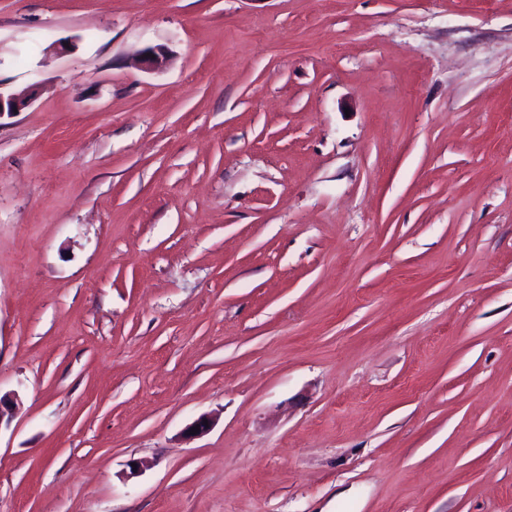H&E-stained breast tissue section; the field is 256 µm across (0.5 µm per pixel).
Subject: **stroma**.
<instances>
[{
    "label": "stroma",
    "instance_id": "stroma-1",
    "mask_svg": "<svg viewBox=\"0 0 512 512\" xmlns=\"http://www.w3.org/2000/svg\"><path fill=\"white\" fill-rule=\"evenodd\" d=\"M29 89L0 512H512V0H0Z\"/></svg>",
    "mask_w": 512,
    "mask_h": 512
}]
</instances>
